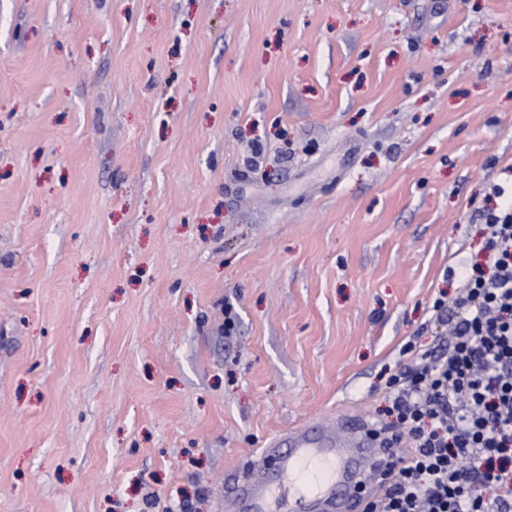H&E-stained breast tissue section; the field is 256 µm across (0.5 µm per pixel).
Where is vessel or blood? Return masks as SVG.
Masks as SVG:
<instances>
[{
	"instance_id": "obj_1",
	"label": "vessel or blood",
	"mask_w": 512,
	"mask_h": 512,
	"mask_svg": "<svg viewBox=\"0 0 512 512\" xmlns=\"http://www.w3.org/2000/svg\"><path fill=\"white\" fill-rule=\"evenodd\" d=\"M384 453L369 427L350 416L292 428L262 449L272 471L239 481L230 512H362L365 472Z\"/></svg>"
}]
</instances>
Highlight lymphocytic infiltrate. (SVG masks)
Instances as JSON below:
<instances>
[{"label":"lymphocytic infiltrate","instance_id":"f902f5d3","mask_svg":"<svg viewBox=\"0 0 512 512\" xmlns=\"http://www.w3.org/2000/svg\"><path fill=\"white\" fill-rule=\"evenodd\" d=\"M492 193L486 263L432 306L449 339L405 345L389 379L397 460L364 512H512V186Z\"/></svg>","mask_w":512,"mask_h":512}]
</instances>
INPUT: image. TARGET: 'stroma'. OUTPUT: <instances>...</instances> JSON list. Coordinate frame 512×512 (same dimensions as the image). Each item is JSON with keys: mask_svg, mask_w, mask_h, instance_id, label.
<instances>
[{"mask_svg": "<svg viewBox=\"0 0 512 512\" xmlns=\"http://www.w3.org/2000/svg\"><path fill=\"white\" fill-rule=\"evenodd\" d=\"M509 167L512 0H0V512L389 425Z\"/></svg>", "mask_w": 512, "mask_h": 512, "instance_id": "stroma-1", "label": "stroma"}]
</instances>
